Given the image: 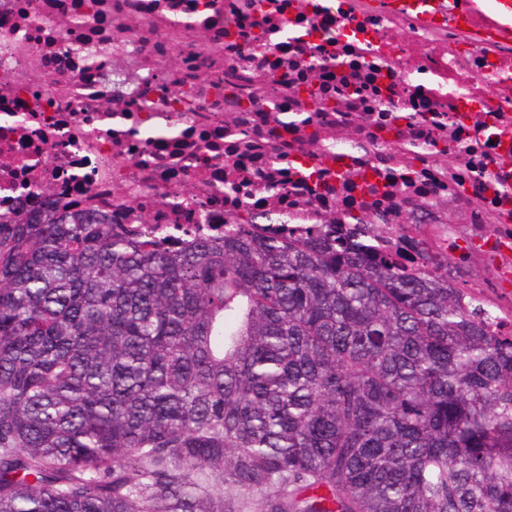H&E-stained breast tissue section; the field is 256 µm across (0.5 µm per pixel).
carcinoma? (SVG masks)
<instances>
[{
    "label": "carcinoma",
    "instance_id": "carcinoma-1",
    "mask_svg": "<svg viewBox=\"0 0 512 512\" xmlns=\"http://www.w3.org/2000/svg\"><path fill=\"white\" fill-rule=\"evenodd\" d=\"M347 223L0 214V512H512V333Z\"/></svg>",
    "mask_w": 512,
    "mask_h": 512
}]
</instances>
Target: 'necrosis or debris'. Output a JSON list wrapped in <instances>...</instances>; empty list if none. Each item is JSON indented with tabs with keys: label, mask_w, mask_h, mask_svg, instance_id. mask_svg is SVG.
Segmentation results:
<instances>
[{
	"label": "necrosis or debris",
	"mask_w": 512,
	"mask_h": 512,
	"mask_svg": "<svg viewBox=\"0 0 512 512\" xmlns=\"http://www.w3.org/2000/svg\"><path fill=\"white\" fill-rule=\"evenodd\" d=\"M441 2L0 0V212L100 213L172 247L355 213L378 252L511 285L512 10ZM408 224L432 226L422 246Z\"/></svg>",
	"instance_id": "obj_1"
}]
</instances>
